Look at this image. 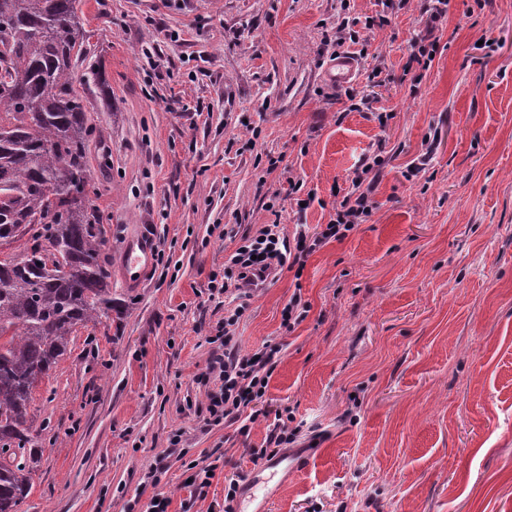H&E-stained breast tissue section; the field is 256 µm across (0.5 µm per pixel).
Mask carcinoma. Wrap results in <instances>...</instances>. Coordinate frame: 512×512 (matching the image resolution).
Masks as SVG:
<instances>
[{"label": "carcinoma", "instance_id": "obj_1", "mask_svg": "<svg viewBox=\"0 0 512 512\" xmlns=\"http://www.w3.org/2000/svg\"><path fill=\"white\" fill-rule=\"evenodd\" d=\"M76 0H0V512L31 490L25 463L36 384L78 326L112 315V274L102 258L103 215L92 203L86 143L92 126L73 57L92 34ZM83 190H75V182Z\"/></svg>", "mask_w": 512, "mask_h": 512}]
</instances>
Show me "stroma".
<instances>
[{
  "instance_id": "35a3bbf8",
  "label": "stroma",
  "mask_w": 512,
  "mask_h": 512,
  "mask_svg": "<svg viewBox=\"0 0 512 512\" xmlns=\"http://www.w3.org/2000/svg\"><path fill=\"white\" fill-rule=\"evenodd\" d=\"M429 5L76 0L92 37L75 70L109 85L78 88L107 260L142 230L164 258L141 288L113 276L111 319L77 329L34 389L18 512H144L157 493L169 512H224L287 410L304 464L269 512H512V0H449L421 72L408 62ZM344 17L359 73L337 85ZM376 155L365 223L301 273L210 293L242 235L320 233ZM296 295L308 312L289 330ZM237 306L240 353L282 348L246 434L205 422L214 335ZM215 450L192 494V465Z\"/></svg>"
}]
</instances>
